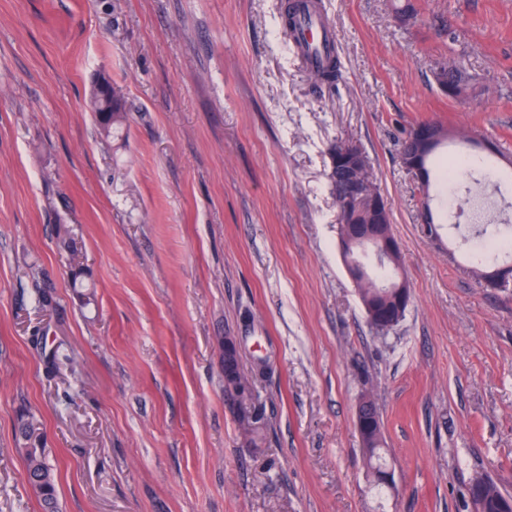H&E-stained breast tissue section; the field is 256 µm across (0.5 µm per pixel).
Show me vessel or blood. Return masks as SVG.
I'll use <instances>...</instances> for the list:
<instances>
[{
  "label": "vessel or blood",
  "mask_w": 512,
  "mask_h": 512,
  "mask_svg": "<svg viewBox=\"0 0 512 512\" xmlns=\"http://www.w3.org/2000/svg\"><path fill=\"white\" fill-rule=\"evenodd\" d=\"M295 23L299 38L295 63L310 73L321 67L327 54L336 49L331 16L326 10L310 9L299 13Z\"/></svg>",
  "instance_id": "obj_1"
}]
</instances>
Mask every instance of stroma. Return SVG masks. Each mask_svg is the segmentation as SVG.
Returning <instances> with one entry per match:
<instances>
[{"label":"stroma","mask_w":512,"mask_h":512,"mask_svg":"<svg viewBox=\"0 0 512 512\" xmlns=\"http://www.w3.org/2000/svg\"><path fill=\"white\" fill-rule=\"evenodd\" d=\"M343 80L284 61L286 0H0V512H474L512 493V287L483 288L467 218L429 235L399 141L435 120L512 162V0H322ZM474 78L441 96L435 62ZM123 128L89 109L99 78ZM361 145L411 289L377 335L339 246L336 141ZM269 418L246 433L224 343ZM269 368L256 373V358ZM380 408L377 498L357 406ZM22 449L26 456L25 472L31 474L27 481L30 489L42 502L45 512H59L54 475L46 461L44 449L38 447L36 440ZM474 480L482 482L481 488L477 483L470 486V496L476 497L481 490L480 500L474 504L475 512H512V494L502 491L495 482L482 476Z\"/></svg>","instance_id":"35a3bbf8"}]
</instances>
